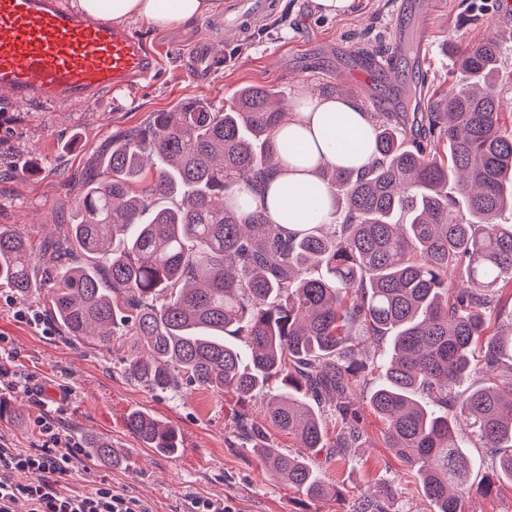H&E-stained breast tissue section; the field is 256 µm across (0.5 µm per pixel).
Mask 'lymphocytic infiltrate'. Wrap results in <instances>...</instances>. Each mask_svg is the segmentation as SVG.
<instances>
[{
    "label": "lymphocytic infiltrate",
    "instance_id": "f902f5d3",
    "mask_svg": "<svg viewBox=\"0 0 512 512\" xmlns=\"http://www.w3.org/2000/svg\"><path fill=\"white\" fill-rule=\"evenodd\" d=\"M44 431L51 445L37 452L0 436V512H148L138 499L108 487L64 490L62 481L77 468L79 452L53 423H45ZM18 471L29 473L30 482H14Z\"/></svg>",
    "mask_w": 512,
    "mask_h": 512
}]
</instances>
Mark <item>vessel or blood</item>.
I'll return each instance as SVG.
<instances>
[{
    "mask_svg": "<svg viewBox=\"0 0 512 512\" xmlns=\"http://www.w3.org/2000/svg\"><path fill=\"white\" fill-rule=\"evenodd\" d=\"M269 8V0H226L224 26L246 34ZM412 12L421 43L430 42L433 8L416 11L410 0H398L395 44H404V21ZM156 65V54L127 29L71 10L61 0H0V97L10 107L92 104L150 78ZM376 75L364 70L357 80L375 111H391L390 102L374 93Z\"/></svg>",
    "mask_w": 512,
    "mask_h": 512,
    "instance_id": "obj_1",
    "label": "vessel or blood"
}]
</instances>
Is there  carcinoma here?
<instances>
[{
  "instance_id": "1",
  "label": "carcinoma",
  "mask_w": 512,
  "mask_h": 512,
  "mask_svg": "<svg viewBox=\"0 0 512 512\" xmlns=\"http://www.w3.org/2000/svg\"><path fill=\"white\" fill-rule=\"evenodd\" d=\"M456 69L429 112H373L374 158L325 166L328 224L292 229L265 205L288 143L276 134L279 91L240 88L231 103L182 100L112 133L82 184L72 223L44 252L0 225V288L42 304L72 342L143 354L124 373L157 392L195 385L234 395L238 433L266 470L309 500L338 496L304 455L281 452L246 403L268 393L269 425L308 452L357 448L355 396L383 423L433 512H465L467 448H488L512 482V116L498 111L499 42L452 43ZM462 284L448 287V273ZM386 344L370 384L365 342ZM334 408L329 440L322 407ZM148 448L181 451L176 428L133 411ZM89 456L129 463L106 438ZM394 489L361 495L357 512H389Z\"/></svg>"
}]
</instances>
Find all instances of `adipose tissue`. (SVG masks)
Listing matches in <instances>:
<instances>
[{"mask_svg":"<svg viewBox=\"0 0 512 512\" xmlns=\"http://www.w3.org/2000/svg\"><path fill=\"white\" fill-rule=\"evenodd\" d=\"M78 10L116 24L140 20L157 28L223 12L224 0H74ZM292 124L281 137L293 142L298 159L288 160L271 176L265 201L276 224H304L310 215L327 219L330 195L321 182V166L369 164L373 129L359 104L343 97L299 98Z\"/></svg>","mask_w":512,"mask_h":512,"instance_id":"ef3b65f1","label":"adipose tissue"}]
</instances>
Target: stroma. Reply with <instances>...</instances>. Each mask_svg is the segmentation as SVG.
I'll use <instances>...</instances> for the list:
<instances>
[{
	"mask_svg": "<svg viewBox=\"0 0 512 512\" xmlns=\"http://www.w3.org/2000/svg\"><path fill=\"white\" fill-rule=\"evenodd\" d=\"M274 9L249 34L237 39L208 28L206 20L170 28L128 23L159 57V68L139 87L105 96L94 105L72 109L50 106L8 110L0 106V225H11L34 248L68 223L69 190L114 131L141 123L149 113L170 109L185 98L214 104L231 102L244 85L277 88L294 104L301 91L339 93L372 104L350 75L362 47L390 52L396 0H354L349 13L319 15L313 0H275ZM435 37L423 51L424 82L416 89L390 74L379 77L377 93L389 101L417 94L433 105V92L448 86L454 58L452 42L497 39L503 46L496 92L501 111L512 114V0H442ZM222 57V68L195 80L189 71L201 51ZM33 301L0 288V357L30 376L39 393L0 389V401L23 413L0 420V435L13 447L38 451L46 441L41 427L54 419L72 442L89 435L124 449L132 466L87 461L68 485L78 491L99 485L138 498L149 512H189L192 500L223 501L227 512H355L365 490L393 487L391 512H431L417 479L387 448L382 423L365 400H357L365 436L361 447L347 448L323 469L340 497L306 501L266 474L251 449L241 447L232 427L237 402L232 395L185 386L166 395L128 378L124 362L130 345L109 348L92 341L74 343L61 333L50 336L19 319ZM134 409L173 424L182 451L170 457L145 447L126 425Z\"/></svg>",
	"mask_w": 512,
	"mask_h": 512,
	"instance_id": "1",
	"label": "stroma"
}]
</instances>
